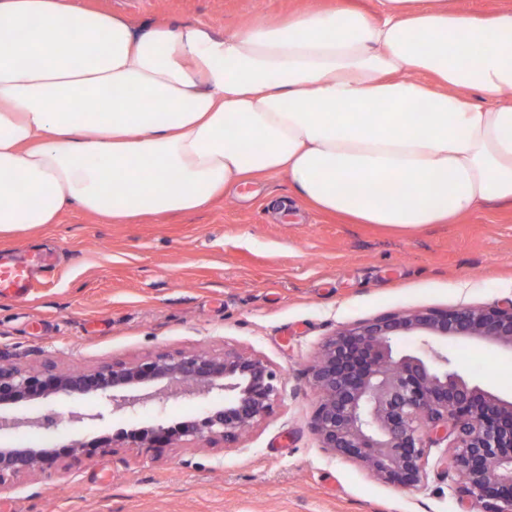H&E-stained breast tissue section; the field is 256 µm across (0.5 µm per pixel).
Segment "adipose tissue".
Returning <instances> with one entry per match:
<instances>
[{
	"mask_svg": "<svg viewBox=\"0 0 512 512\" xmlns=\"http://www.w3.org/2000/svg\"><path fill=\"white\" fill-rule=\"evenodd\" d=\"M511 90L512 7L377 0L217 37L0 0V234L71 206L115 224L195 211L283 173L358 224H456L512 204Z\"/></svg>",
	"mask_w": 512,
	"mask_h": 512,
	"instance_id": "1",
	"label": "adipose tissue"
}]
</instances>
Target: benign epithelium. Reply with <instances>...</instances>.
<instances>
[{
  "mask_svg": "<svg viewBox=\"0 0 512 512\" xmlns=\"http://www.w3.org/2000/svg\"><path fill=\"white\" fill-rule=\"evenodd\" d=\"M411 336L417 347L396 352ZM489 341L512 349V301L503 306L393 313L338 332L310 370L320 393L311 429L321 447L350 458L379 480L417 489L427 476L428 449L446 444V470L459 479L462 507L512 512V399L481 386L448 357V340ZM282 377L263 358L224 349L162 353L95 370L27 371L0 364V433L22 425L51 429L63 420L45 409L16 413L32 400L81 395L97 400L71 422L103 423L117 412L164 407L173 398L224 395V406L176 428L147 427L95 441L71 439L60 449L0 448V485L21 475L70 469L81 457L116 443L166 448L174 440L236 442L266 419L282 391Z\"/></svg>",
  "mask_w": 512,
  "mask_h": 512,
  "instance_id": "7a95c632",
  "label": "benign epithelium"
}]
</instances>
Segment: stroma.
<instances>
[{
    "instance_id": "obj_1",
    "label": "stroma",
    "mask_w": 512,
    "mask_h": 512,
    "mask_svg": "<svg viewBox=\"0 0 512 512\" xmlns=\"http://www.w3.org/2000/svg\"><path fill=\"white\" fill-rule=\"evenodd\" d=\"M132 23L200 22L215 34L336 0H92ZM49 254L22 300L0 296V356L25 370H89L161 353L234 348L284 381L270 415L230 446L120 445L71 470L0 485V512H461L455 476L429 451L423 487L405 490L322 448L307 371L344 328L390 313L512 300V205L458 224L400 232L303 204L287 175L239 186L207 208L111 224L69 208L57 223L0 236V256ZM461 368L512 394V351L452 340ZM206 399L49 430L50 445L201 416Z\"/></svg>"
}]
</instances>
